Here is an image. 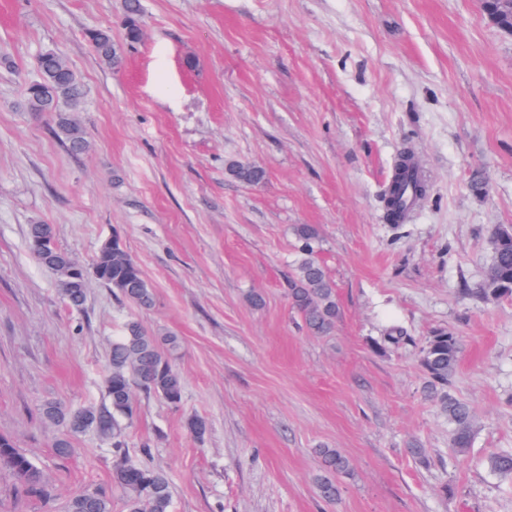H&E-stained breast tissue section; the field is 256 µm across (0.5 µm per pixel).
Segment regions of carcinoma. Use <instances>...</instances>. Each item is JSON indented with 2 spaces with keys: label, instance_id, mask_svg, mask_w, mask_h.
<instances>
[{
  "label": "carcinoma",
  "instance_id": "cac0c4a2",
  "mask_svg": "<svg viewBox=\"0 0 512 512\" xmlns=\"http://www.w3.org/2000/svg\"><path fill=\"white\" fill-rule=\"evenodd\" d=\"M127 39L140 36L139 0H125ZM85 37L98 59L108 67L119 64L120 57L112 43L108 28L89 29ZM36 75L24 81L23 100L27 111L36 115L52 116L56 129L68 152L80 155L87 151L89 141L83 129L80 112L85 98L81 81L63 58L54 51L41 53L35 63ZM228 171L246 183H258L263 171L255 166L232 162ZM426 194V185L415 165L406 157L395 166L391 186L386 196L388 215L395 224ZM292 233L298 243L297 259L288 282V298L299 314L305 328L315 336H327L335 328L339 314L336 289L318 256L320 233L312 224H296ZM493 257L488 268L484 298L512 296V226H499L491 232ZM32 256L45 267L47 262L64 281L63 266L70 255L55 248L46 259L34 252ZM94 278L107 288L117 291L123 299L143 309L154 303L153 289L148 284L137 262L116 240L107 241L93 266ZM67 304L79 309L86 302V289L60 288ZM409 339L400 326L383 330L374 348L383 351ZM174 350L173 336L158 340L137 321L125 324L123 334L112 340L111 369L105 380L108 403L101 407L72 409L60 402H50L43 408L45 417L59 426L64 437L57 450L62 456L72 451V439L83 434L86 424L93 427L99 438L112 442V452L125 457L113 472V484L126 494L127 512H171L172 491L168 476L146 461L127 459L130 449L122 435L121 420L133 418L136 412L135 392L157 394L171 404L181 401L182 378L175 371L168 354L161 348ZM462 354L459 337L447 331H436L429 336L421 350V366L427 376V397L435 401L448 417L451 431L450 446L458 453L471 447L474 439V414L468 403L455 397L449 390ZM316 453L326 475L317 481L318 492L328 504L340 497V488L331 475L346 473L351 468L349 459L336 448H318ZM0 467L8 469L28 493L45 500L51 491L42 471L23 450L0 436ZM490 472L512 479V449L491 454L487 459ZM66 512H112L111 500L99 490H87L73 495L66 504Z\"/></svg>",
  "mask_w": 512,
  "mask_h": 512
}]
</instances>
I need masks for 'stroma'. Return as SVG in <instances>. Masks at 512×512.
Here are the masks:
<instances>
[{"label": "stroma", "mask_w": 512, "mask_h": 512, "mask_svg": "<svg viewBox=\"0 0 512 512\" xmlns=\"http://www.w3.org/2000/svg\"><path fill=\"white\" fill-rule=\"evenodd\" d=\"M124 3L0 0V435L52 488L42 501L0 468V512H64L85 490L126 512L111 445L88 432L59 456L42 407L106 404L128 320L180 341V403L138 394L124 424L168 475L172 512H512V481L485 463L512 448V297L478 294L490 233L512 226V35L482 0H140L132 43ZM96 27L119 67L86 41ZM48 49L87 92L79 156L21 107ZM405 151L429 192L393 225L382 195ZM231 161L263 180L233 178ZM35 222L86 267L119 238L153 306L92 279L68 308L28 251ZM296 224L321 231L341 308L329 336L289 304ZM393 324L408 342L376 351ZM438 330L463 346L452 390L476 422L463 455L424 394L420 351ZM323 446L352 464L333 504L316 485ZM85 37L98 59L112 68L119 64L120 57L112 43V32L109 28L89 29Z\"/></svg>", "instance_id": "obj_1"}]
</instances>
